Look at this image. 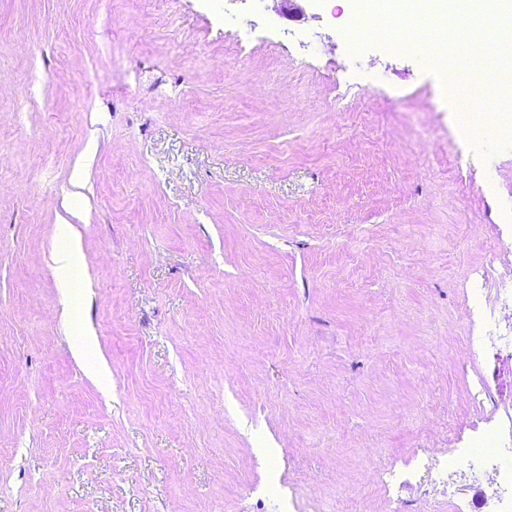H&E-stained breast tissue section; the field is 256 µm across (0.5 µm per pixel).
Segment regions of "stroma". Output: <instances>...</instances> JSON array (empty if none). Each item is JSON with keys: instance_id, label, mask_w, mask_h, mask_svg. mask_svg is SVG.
Masks as SVG:
<instances>
[{"instance_id": "obj_1", "label": "stroma", "mask_w": 512, "mask_h": 512, "mask_svg": "<svg viewBox=\"0 0 512 512\" xmlns=\"http://www.w3.org/2000/svg\"><path fill=\"white\" fill-rule=\"evenodd\" d=\"M352 25L0 0V512H282L274 458L302 512H393L383 463L512 416L467 317L512 281V140L460 142L445 75ZM55 264L59 288L75 293L83 265V255L79 247L69 240L62 243L56 252Z\"/></svg>"}]
</instances>
